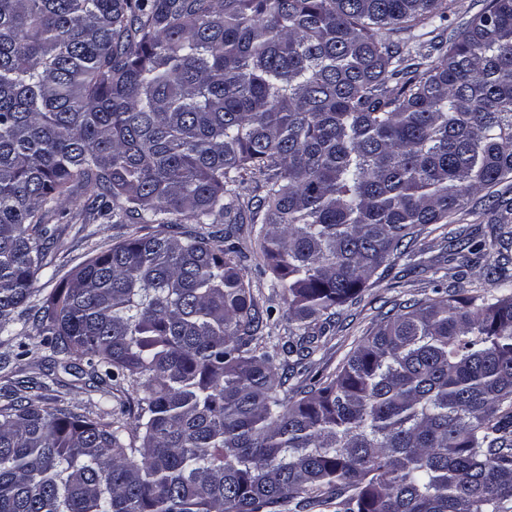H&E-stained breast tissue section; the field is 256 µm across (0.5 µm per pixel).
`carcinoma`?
I'll return each instance as SVG.
<instances>
[{
	"instance_id": "carcinoma-1",
	"label": "carcinoma",
	"mask_w": 512,
	"mask_h": 512,
	"mask_svg": "<svg viewBox=\"0 0 512 512\" xmlns=\"http://www.w3.org/2000/svg\"><path fill=\"white\" fill-rule=\"evenodd\" d=\"M448 0H0V335L140 392L134 429L0 405V512H512V272L413 303L295 400L238 252L160 231L31 306L74 186L114 224L257 231L297 340L466 196L512 179V0L415 61L389 34ZM387 35H382V31ZM397 92L389 90V84ZM451 253L481 258L466 238Z\"/></svg>"
}]
</instances>
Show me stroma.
Returning <instances> with one entry per match:
<instances>
[{
  "label": "stroma",
  "instance_id": "obj_1",
  "mask_svg": "<svg viewBox=\"0 0 512 512\" xmlns=\"http://www.w3.org/2000/svg\"><path fill=\"white\" fill-rule=\"evenodd\" d=\"M486 5V0H448L446 19H432L416 27L394 33L412 57L421 59L431 53L434 35L461 34L466 23ZM262 176L245 175L232 196V208L220 223L239 252L246 269V279L260 308L268 315L255 336V342L275 358L278 374L287 376L288 390L296 391L317 385L319 380L334 374L348 353L372 331L386 313L399 305L428 300L457 292L489 288L497 259L512 258V241L495 240L490 229L494 216L488 207L493 198L512 200V181L469 196L464 208L449 219L447 227L427 228L411 244L412 256L396 258L391 270L375 275L358 298L341 307L339 316L319 339L313 354L304 360L298 372L288 370V343L293 326L288 321L286 305L271 283V272L255 238L257 227L253 216L256 205L265 194ZM83 198L74 194L64 205L65 213L56 217L55 244L52 263L63 274L97 253L127 239L129 224L105 220H83ZM473 232L482 241L485 255L479 262L457 266L448 259V232L460 229ZM45 327L32 325L23 335L0 336V404L6 395L17 389L33 404L42 407L68 408L103 421L120 419L133 423L137 413L138 395L130 384L120 378L110 385H99L85 362L63 354H55L47 346Z\"/></svg>",
  "mask_w": 512,
  "mask_h": 512
}]
</instances>
